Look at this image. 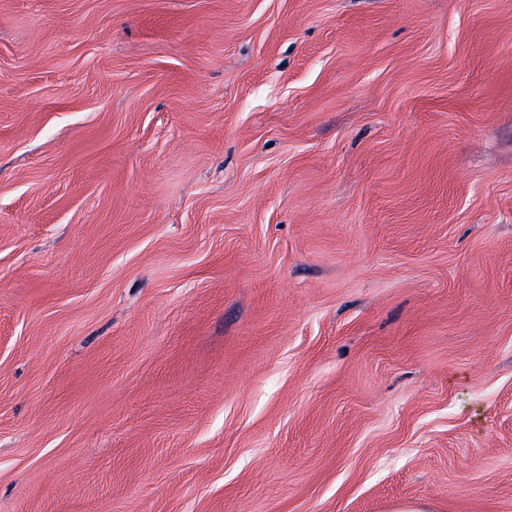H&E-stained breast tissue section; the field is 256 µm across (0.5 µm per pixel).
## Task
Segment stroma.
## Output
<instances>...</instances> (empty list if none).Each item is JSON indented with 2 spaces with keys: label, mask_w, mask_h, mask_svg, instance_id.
<instances>
[{
  "label": "stroma",
  "mask_w": 512,
  "mask_h": 512,
  "mask_svg": "<svg viewBox=\"0 0 512 512\" xmlns=\"http://www.w3.org/2000/svg\"><path fill=\"white\" fill-rule=\"evenodd\" d=\"M512 512V0H0V512Z\"/></svg>",
  "instance_id": "1"
}]
</instances>
